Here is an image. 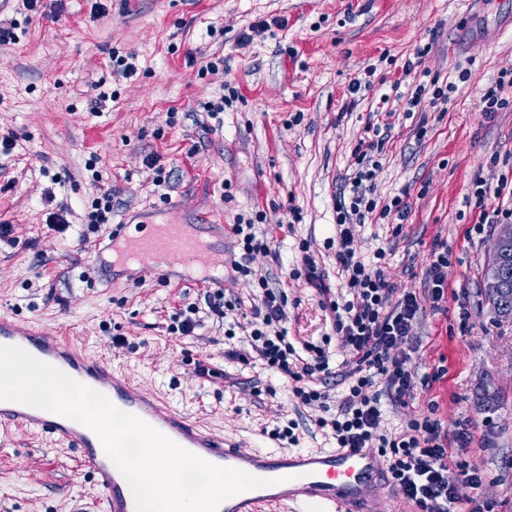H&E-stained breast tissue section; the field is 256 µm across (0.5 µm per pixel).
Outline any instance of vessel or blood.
<instances>
[{
  "label": "vessel or blood",
  "instance_id": "b4317fda",
  "mask_svg": "<svg viewBox=\"0 0 512 512\" xmlns=\"http://www.w3.org/2000/svg\"><path fill=\"white\" fill-rule=\"evenodd\" d=\"M204 248V242L187 224H154L137 236L129 235L122 223L112 228L114 261L128 267L148 264L162 278L167 275L164 262L192 259ZM0 345L20 347L105 394L118 409L138 416L209 463L267 479V486L223 501L218 512H256L263 503L288 505L293 512H374L378 501L399 497L385 480L384 462L373 449L244 451L239 442L215 434L191 413L164 398L139 394L131 376L113 369L110 361L89 352L66 332L24 329L14 318L1 316ZM0 422L38 430L75 450L80 469L91 476L102 493L104 512H136L126 479L90 428L64 416L6 400H0Z\"/></svg>",
  "mask_w": 512,
  "mask_h": 512
}]
</instances>
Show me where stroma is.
Returning <instances> with one entry per match:
<instances>
[{
    "label": "stroma",
    "instance_id": "1",
    "mask_svg": "<svg viewBox=\"0 0 512 512\" xmlns=\"http://www.w3.org/2000/svg\"><path fill=\"white\" fill-rule=\"evenodd\" d=\"M282 20L274 33L240 35L259 20ZM0 20L17 21V41L0 44V137L16 146L0 154V314L19 326L68 329L90 350L131 375L144 394L168 397L213 432L245 449L272 447L263 426L293 421L296 450L330 449L315 424L319 411L297 402L293 383L224 357L222 323L205 320L189 336L169 334L171 317L203 304L195 283L208 254L193 265L103 269L108 246L84 242L85 208L95 181L112 190V220L190 223L231 250L224 226L260 218L276 240L273 255L250 266L288 295L292 342L330 334V311L300 267V246L325 271L332 298H346L329 238L336 235V193L354 144L368 124L388 129L376 196H399L407 219L390 213L359 227L355 245L373 256L398 290H424L434 241L448 247V297L441 309L424 301L414 327L417 376L407 407L382 398L384 427L435 414L455 434L470 420L474 439L460 459L482 478L458 494L493 512H512V320L495 315L483 291L495 225L476 228L473 184L495 186L512 175V108L485 114L482 91L512 71V0H0ZM430 44L419 70L455 83L446 111L408 113L404 63ZM133 54L135 76L112 72V52ZM375 68L376 80L398 84L388 104L348 87ZM470 68L468 82L458 80ZM112 97L100 109L93 84ZM237 96L222 126L204 103ZM155 155L158 166L146 164ZM169 183H156L158 174ZM302 222L289 223V206ZM68 208L69 229L48 230L50 214ZM400 235H393V227ZM121 335L125 344H113ZM209 358L218 378L194 373ZM101 492L80 470L77 454L31 430L0 429V512H101Z\"/></svg>",
    "mask_w": 512,
    "mask_h": 512
}]
</instances>
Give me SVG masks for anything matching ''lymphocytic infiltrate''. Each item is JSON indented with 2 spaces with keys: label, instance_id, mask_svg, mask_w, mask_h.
<instances>
[{
  "label": "lymphocytic infiltrate",
  "instance_id": "obj_1",
  "mask_svg": "<svg viewBox=\"0 0 512 512\" xmlns=\"http://www.w3.org/2000/svg\"><path fill=\"white\" fill-rule=\"evenodd\" d=\"M374 137L360 141L353 149L352 171L344 180V196L336 200L337 273L349 294L345 302H331L333 336L321 343L303 342L294 346L288 339V297L269 287L268 277L252 272L248 261L253 254H272L271 239L258 236L254 222H237L231 227L241 260L232 261L233 270L254 276L262 290L251 306V320L242 333L243 347L231 346L225 358L243 364L260 362L264 369L292 380L293 394L306 406H316L324 415L317 421L340 448H374L385 461L392 484L419 512H480L456 493L458 484L479 486L481 479L454 459V444L472 440L469 429L456 439L444 435L439 420L412 419L399 432L383 430L382 397L396 405H406L414 387L416 371L407 351L413 346L414 325L422 312L416 292L397 293L382 266L384 250H376L372 260L358 256L354 245L358 226L375 210L407 216L408 205L401 197L378 205L375 177L378 160L387 137L373 126ZM479 210L478 221L495 224L512 219V181L501 180L495 189L476 183L473 192ZM345 351L338 366H331L326 351L331 340ZM340 378L346 386L338 405H331L330 381Z\"/></svg>",
  "mask_w": 512,
  "mask_h": 512
}]
</instances>
